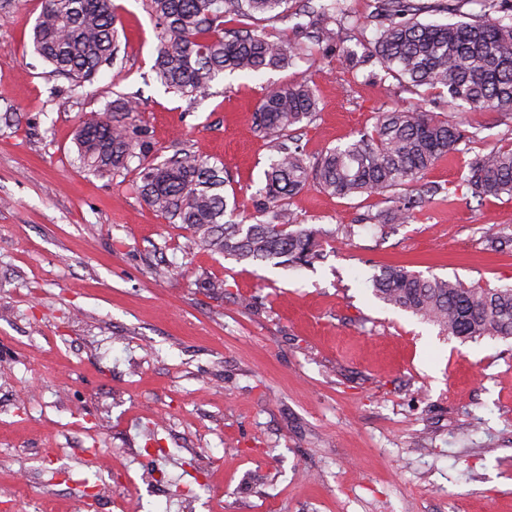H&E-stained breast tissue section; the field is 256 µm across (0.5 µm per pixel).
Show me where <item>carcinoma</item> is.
Masks as SVG:
<instances>
[{"instance_id":"cac0c4a2","label":"carcinoma","mask_w":512,"mask_h":512,"mask_svg":"<svg viewBox=\"0 0 512 512\" xmlns=\"http://www.w3.org/2000/svg\"><path fill=\"white\" fill-rule=\"evenodd\" d=\"M290 0H143L155 20L158 48L154 72L167 89L192 97L225 72L257 74L283 68L302 48L272 40L243 26L257 15L278 19ZM371 15L376 35L371 54L342 55L349 65L374 61L388 75L417 89H445L448 103L512 112V14L502 0H483V14L456 23L422 22L425 7L414 0H377ZM298 25L319 42L335 35L336 4L303 5ZM118 16L112 0H44L35 19L34 52L75 87L112 64L117 52ZM234 27H229V24ZM317 97L307 81L270 90L260 103L257 127L275 151L265 170L262 200L253 224L236 221L224 196V169L200 150H182L143 164L134 189L171 224L189 231L186 255L206 250L238 261L311 263L322 257L321 238L336 232L309 227L288 210L290 198L308 186L341 198L384 196L423 181L443 156L473 143L446 118L416 105L379 113L371 131L311 157L287 144L288 132L316 117ZM76 161L101 177L146 160L151 145L133 125L102 113L75 133ZM465 181L478 197L512 198V149L477 155ZM435 191L405 196L381 224H407ZM385 303L404 309L464 342L484 337L512 339V287H466L458 281L425 277L401 265H386L372 276Z\"/></svg>"}]
</instances>
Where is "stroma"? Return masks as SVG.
Returning a JSON list of instances; mask_svg holds the SVG:
<instances>
[{"label": "stroma", "mask_w": 512, "mask_h": 512, "mask_svg": "<svg viewBox=\"0 0 512 512\" xmlns=\"http://www.w3.org/2000/svg\"><path fill=\"white\" fill-rule=\"evenodd\" d=\"M113 2L117 57L75 89L33 51L42 0H0V500L79 512L88 483L99 512L117 490L125 512H512V341L445 335L371 287L384 265L512 285V250L486 246L512 235V199L464 180L475 154L512 148V117L343 64L370 50L374 0H345L329 42L265 22L302 58L221 75L191 101L156 79L142 0ZM303 79L318 113L293 135L309 155L417 103L478 140L437 163L408 224H377L391 197L291 198L300 221L337 231L309 266L185 256L183 229L134 192L137 166L108 178L75 161L82 121L129 97L152 157L200 147L254 214L273 154L255 113Z\"/></svg>", "instance_id": "35a3bbf8"}]
</instances>
